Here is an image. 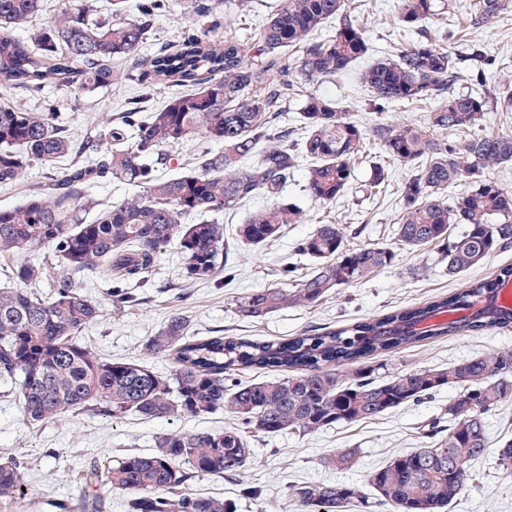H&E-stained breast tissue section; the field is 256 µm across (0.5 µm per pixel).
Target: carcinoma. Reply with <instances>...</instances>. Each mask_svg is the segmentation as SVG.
Listing matches in <instances>:
<instances>
[{
	"instance_id": "cac0c4a2",
	"label": "carcinoma",
	"mask_w": 512,
	"mask_h": 512,
	"mask_svg": "<svg viewBox=\"0 0 512 512\" xmlns=\"http://www.w3.org/2000/svg\"><path fill=\"white\" fill-rule=\"evenodd\" d=\"M163 7L164 0H109L106 7L100 0H63L38 26L32 20L44 11V0H0V187H26L22 203L0 208V259L13 260V286L0 288V380L14 387L23 421L32 426L80 410L110 419L201 417L221 409L233 417L235 424L222 431H170L157 437L150 454L130 453L86 471L87 483L132 495L131 512H235L232 502L183 488L193 474L241 476L252 455L249 434L306 436L381 417L445 388L456 391L442 413L445 435L371 472L373 496L344 482L309 483L295 489L298 512L370 506L438 512L464 496L472 463L492 453L496 467L511 472L512 439L491 449L486 418L512 406V349L381 378L370 361L447 336L512 328V307L497 295L499 286L512 283V265L426 305L289 340L195 336L187 317L176 314L143 343L148 354L172 359L169 380L145 364L106 359L78 339L103 313L82 292L86 275L146 283L170 247L181 255L183 282L212 280L227 259L224 210L257 197L269 201L235 230L242 246L258 249L284 226L305 221L303 210L284 196L301 163H308V194L334 204L348 191L364 150V128L340 102L311 92L301 95V142H288L286 131L271 132L284 98L302 91L288 74L306 81L339 77L369 53L352 0H284L247 48L237 39L211 36L209 27L219 25L216 5L199 0L194 33L175 50L160 47L145 55ZM443 7L444 0H401L397 21L422 32ZM510 7L512 0H473L471 22L490 23ZM334 18L335 32L317 38ZM16 27L23 30L18 37L11 33ZM290 50L297 56L285 64ZM486 65L475 47L453 53L423 36L360 74L381 111L404 103L428 106L424 125L378 124L389 164L373 163L370 188L386 189L393 166L411 172L401 190L395 238L407 249L443 246L450 276L478 267L512 242V190L484 175L512 163V134H472L485 113L512 112V72L495 73L491 88L479 81L475 89L453 90L462 69L482 73ZM131 82L176 92L148 112L135 107L103 118L79 143L50 102L27 107L10 100L18 90L77 84L93 92ZM437 130L467 138L446 144L435 137ZM197 137L222 150L200 153L197 166L183 174L158 173L166 150ZM254 156L258 162L248 164ZM36 165L45 168L40 181L30 176ZM108 177L143 193L116 202L88 194ZM461 182L468 190L447 199L448 188ZM89 211L95 212L90 222L84 218ZM38 247L50 249L63 269L16 261ZM299 252L312 270L289 288L237 298L243 317L259 321L285 308L313 306L396 259L390 247L351 244L346 226L331 221L315 225ZM458 310L468 314L426 324ZM247 370L287 376L225 384L227 376ZM185 463L191 471L182 469ZM323 463L350 472L358 456L353 448H338ZM24 486V467L0 460V497L21 496Z\"/></svg>"
}]
</instances>
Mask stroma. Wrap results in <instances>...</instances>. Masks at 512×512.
<instances>
[{
  "label": "stroma",
  "instance_id": "1",
  "mask_svg": "<svg viewBox=\"0 0 512 512\" xmlns=\"http://www.w3.org/2000/svg\"><path fill=\"white\" fill-rule=\"evenodd\" d=\"M278 2L224 0L218 7L225 21L223 34L242 41L254 39L271 7ZM189 4L190 0H167L166 9L149 33L147 50L180 38L191 19ZM396 12L397 0H355L354 13L369 37L367 62L387 56L408 42V35L396 23ZM468 12L467 0H452L447 13L429 24V38L456 51L476 46L487 57L512 66V8L494 22L479 27L469 25ZM306 88L339 100L353 120L366 132H373L379 118L369 91L358 82L355 73L335 80L313 81ZM45 99L57 102L72 135L80 140L89 133L93 118L117 114L137 100L148 110L164 102L166 94L161 90L147 93L132 84L92 93L61 94L48 89L39 96L20 92L15 97L16 103L32 107ZM381 158L379 144L370 141L356 165L350 190L330 205L312 199L304 189L305 170L296 171L285 194L304 209L306 222L287 225L276 241L251 254H243L232 233L250 213L265 206V199L225 211L229 260L212 281L184 286L178 254L165 250L150 281L133 286L137 302L116 314L106 296L108 277L102 273L90 276L86 293L101 305L104 313L102 319L81 332V341L103 357L143 363L169 377L173 374L172 363L165 357L149 355L142 344L175 313L186 316L191 331L198 336L219 332L253 340H285L311 329L334 328L396 308L425 304L454 292L464 281L485 278L501 266L512 264L510 244L495 251L466 277L452 278L439 261L437 247L401 249L392 266L342 289L340 294L324 298L314 307L283 309L260 322L241 316L234 307L237 296L255 289L290 286L309 270L311 263L299 253L298 244L314 225L328 221L345 225L357 245H394V219L409 173L394 168L386 191L373 193L369 187L370 165ZM497 349H512V329L449 336L389 354L385 363L388 369L397 371L444 367ZM451 395V390L445 389L433 398L401 407L378 419L338 425L304 437L290 432L258 435L252 440L253 458L243 481L197 476L185 490L201 496L224 497L236 504L237 512H297L293 497L297 486L339 480L362 485L374 469L392 456L421 447L429 427L438 425L441 410ZM231 423L228 414L221 410L196 418L143 419L129 415L114 421L86 410L29 426L22 421L11 387L0 384V458L12 456L23 462L28 482L23 498H0V512H130L129 496L85 486L83 475L90 466L130 452L151 453L156 437L164 432H213ZM336 448L358 450L360 465L356 471L340 474L325 468L324 456ZM472 473L465 496L449 512H512V473L497 470L490 458L475 464ZM246 484L259 487L260 497H246L242 490Z\"/></svg>",
  "mask_w": 512,
  "mask_h": 512
}]
</instances>
